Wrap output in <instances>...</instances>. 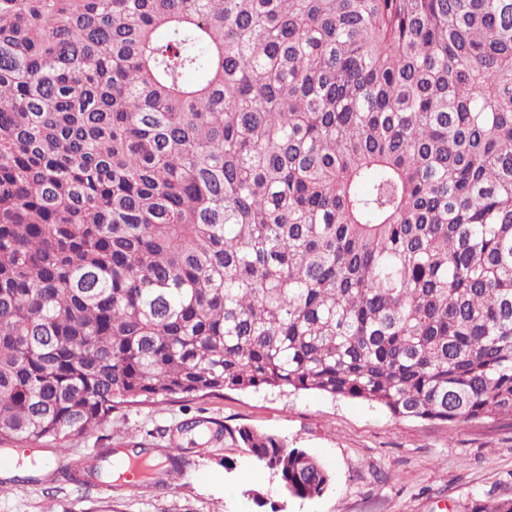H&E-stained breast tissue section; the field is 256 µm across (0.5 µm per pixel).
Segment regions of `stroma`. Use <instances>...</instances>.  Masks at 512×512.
<instances>
[{"label": "stroma", "mask_w": 512, "mask_h": 512, "mask_svg": "<svg viewBox=\"0 0 512 512\" xmlns=\"http://www.w3.org/2000/svg\"><path fill=\"white\" fill-rule=\"evenodd\" d=\"M247 426L301 448L333 476L322 495L284 494L273 471L237 442L186 431ZM186 465L174 485L150 481L133 492L72 481L71 466L132 447ZM38 469L0 468V512H473L476 503L512 497V419H483L455 429L398 419L377 403L314 391H228L122 405L109 421L71 440L9 447Z\"/></svg>", "instance_id": "35a3bbf8"}]
</instances>
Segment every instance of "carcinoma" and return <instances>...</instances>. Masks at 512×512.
Returning a JSON list of instances; mask_svg holds the SVG:
<instances>
[{
	"instance_id": "carcinoma-1",
	"label": "carcinoma",
	"mask_w": 512,
	"mask_h": 512,
	"mask_svg": "<svg viewBox=\"0 0 512 512\" xmlns=\"http://www.w3.org/2000/svg\"><path fill=\"white\" fill-rule=\"evenodd\" d=\"M258 388L512 419V0H0V444Z\"/></svg>"
}]
</instances>
